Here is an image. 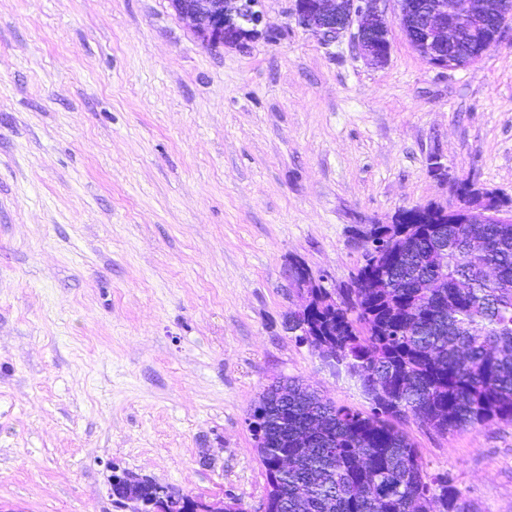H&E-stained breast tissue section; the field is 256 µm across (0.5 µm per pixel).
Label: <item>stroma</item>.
Listing matches in <instances>:
<instances>
[{
  "instance_id": "35a3bbf8",
  "label": "stroma",
  "mask_w": 512,
  "mask_h": 512,
  "mask_svg": "<svg viewBox=\"0 0 512 512\" xmlns=\"http://www.w3.org/2000/svg\"><path fill=\"white\" fill-rule=\"evenodd\" d=\"M291 6L212 49L168 0H0V512H118L116 467L261 512L267 385L371 407L284 329L291 262L343 286L357 230L455 207L435 153L512 199V28L440 70L396 27L375 68ZM400 427L466 512H512V424Z\"/></svg>"
}]
</instances>
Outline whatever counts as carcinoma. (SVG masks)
Returning <instances> with one entry per match:
<instances>
[{
    "label": "carcinoma",
    "mask_w": 512,
    "mask_h": 512,
    "mask_svg": "<svg viewBox=\"0 0 512 512\" xmlns=\"http://www.w3.org/2000/svg\"><path fill=\"white\" fill-rule=\"evenodd\" d=\"M380 224L383 246L363 254L349 284L316 289L288 332L360 369L368 413L288 382L249 416L264 426L256 449L272 487L269 512H465L449 476L424 471L395 426L412 417L439 433L512 422V223L450 224L431 206ZM403 240L407 253L394 252ZM386 272L389 287H363ZM434 277L446 288H425ZM298 463L283 472L279 455Z\"/></svg>",
    "instance_id": "carcinoma-1"
}]
</instances>
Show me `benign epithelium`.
<instances>
[{"mask_svg":"<svg viewBox=\"0 0 512 512\" xmlns=\"http://www.w3.org/2000/svg\"><path fill=\"white\" fill-rule=\"evenodd\" d=\"M291 11L297 26L319 35L331 45L345 33H351L355 53L368 64L382 68L391 55L390 32L396 23L412 47L430 64L442 69H457L482 56L485 48L501 38L507 23L512 21V0H427L418 5L415 0H396L398 12L388 15L390 0H293ZM171 7L188 22L193 34L210 48L239 47L268 35L263 26V0H170ZM466 42L472 54L461 59L451 48ZM429 170L439 180L457 182L441 162V156L430 158ZM466 224H486L496 220L512 222V214L488 208L484 191L474 190L460 199L452 210ZM288 277L298 288L302 300L308 299V289L323 287L322 280L299 276L293 268ZM127 495L120 508L129 512H144L133 496L141 480L132 474L124 477ZM196 512H238L237 503L211 502L196 497Z\"/></svg>","mask_w":512,"mask_h":512,"instance_id":"7a95c632","label":"benign epithelium"}]
</instances>
